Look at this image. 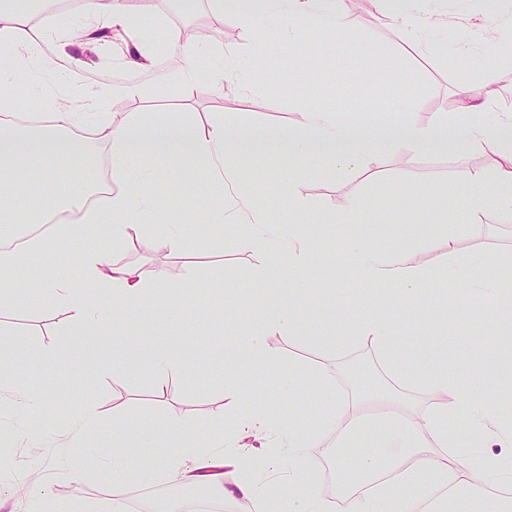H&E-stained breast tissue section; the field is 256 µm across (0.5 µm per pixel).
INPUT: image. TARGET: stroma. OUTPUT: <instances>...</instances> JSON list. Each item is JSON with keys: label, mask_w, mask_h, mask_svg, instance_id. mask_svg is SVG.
<instances>
[{"label": "stroma", "mask_w": 512, "mask_h": 512, "mask_svg": "<svg viewBox=\"0 0 512 512\" xmlns=\"http://www.w3.org/2000/svg\"><path fill=\"white\" fill-rule=\"evenodd\" d=\"M430 7L441 26L422 36L400 35L387 25L377 0H353L346 34L326 37L319 32L314 13L295 16L278 27L260 21L246 32L229 24L213 27L208 0H154L155 41L164 42L180 26L209 29L211 49L223 51L227 67L247 83L246 94L217 93L209 79L207 56L200 58V76L192 86L173 88L163 79L162 68L130 72L114 65L119 44L96 51L73 45L69 51L83 59V66L56 64L44 75L51 98L27 100L17 111L34 112L45 120L55 98L77 97L84 84L112 87L126 82L141 85L142 96L117 103L101 99L99 111L149 120L188 117L202 127L221 120L229 126L285 129L296 125L309 106L363 119L399 120L408 111L418 124L427 125L461 112V87L476 88L488 81L498 91L500 106H512V67L502 64L507 48L494 34L496 27L512 25V0H432ZM478 18L487 20L490 28L482 37L470 29ZM493 160L491 150L452 149L438 141L418 155L389 151L375 167L343 172L329 164L288 160L281 144L269 145L262 159L242 163V185L264 204L272 221L315 233L318 246L325 249L303 270L287 264L276 273L282 295L301 304L315 295L320 305L308 311L294 333L266 329L267 343L276 356L273 376L292 373L304 385L308 372L322 371L332 374L337 386L354 396L358 389L348 368L361 361L373 374L372 389L383 390L386 357L371 344L349 343L355 330L356 301L370 287L344 264L335 247L348 239L382 246L409 241L414 261L440 265L444 260L440 235L455 224L456 213L427 203L425 190L447 188L462 166L490 172ZM278 174L293 181L307 202L305 209L291 210L277 198L268 179ZM207 181L208 172L200 165L188 175L172 167L155 182L163 223L189 228L183 250H157L147 234L118 248L93 236L86 241L63 240L56 250L25 258L16 283L22 295L61 271L79 278L78 254L88 248L106 249L112 262L137 266L154 282L157 298L168 311L162 317L149 309L140 313L133 341L141 356L117 375L82 369L90 358L111 351V331L65 326L67 311L62 306L40 310L25 302L14 311L0 313V334L17 342L20 355L64 344L74 366L71 372L49 378L37 372L21 374L20 384L42 395L41 416L24 414L0 398V512H31L23 488L35 478L55 502L108 499L105 487L74 479L70 469L61 466V459L71 453L61 437L48 433L35 444L25 437L36 419H66L68 409L77 402L94 405L107 424L119 415L132 425L162 426L183 420L203 429L215 417L229 418L241 410L269 419L287 414L297 426L308 429L332 407V399L325 396L310 410L295 398L251 395L238 406L225 396V385L236 379L225 364L239 319L245 316L258 324L263 318L261 304L249 300L248 294L266 255L239 249L233 227L210 224L212 195L185 200L190 186ZM355 204L363 211L361 223H332L337 211ZM479 222L482 234L460 231L457 248L462 256L475 259L480 276L492 277L500 258L512 255V222H504L492 206ZM466 291L463 285L440 288L421 303L395 310L390 355L403 358L419 353L443 361L461 379L482 368L491 356L490 325L479 302L460 304ZM158 349L172 352L182 365L180 376L162 390L149 372V356ZM124 453L132 462L153 467L154 473L125 484L121 512H162L166 507L172 512H194L192 501L172 500L173 483L155 464L162 449L132 442Z\"/></svg>", "instance_id": "obj_1"}]
</instances>
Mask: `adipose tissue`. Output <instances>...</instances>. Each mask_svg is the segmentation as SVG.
Wrapping results in <instances>:
<instances>
[{"label":"adipose tissue","instance_id":"ef3b65f1","mask_svg":"<svg viewBox=\"0 0 512 512\" xmlns=\"http://www.w3.org/2000/svg\"><path fill=\"white\" fill-rule=\"evenodd\" d=\"M34 0H0V48L8 51L12 75L28 71L33 47L49 53V62L65 56L64 46L52 38L33 44L24 31L26 17ZM218 21L242 29H251L255 15L276 22L284 16L316 12L324 35L345 32L347 0H209ZM150 0H140L131 7L129 0H84L87 19L81 28L69 35V43L82 45L100 42L104 33H112L126 44L122 65L136 71L152 70L158 54H165L171 63L169 83L177 86L193 84L199 75L197 62L209 46L205 39L193 42L170 36L163 48H155L148 30L132 29L133 20L149 21ZM99 89L88 87L79 99L58 102L48 124L21 126L11 121L8 110L17 105L16 95L5 91L0 104L6 112L0 116V222L10 223L14 207V185H25L27 192L37 195L39 204L29 209L25 224L51 222L61 212L72 219L63 230L66 238L85 236L89 225H105L114 244L132 241L137 235L141 216L151 212L156 199L147 177L149 171L179 163L191 171L199 163L206 164L211 185L224 186L225 168L232 156L245 152L257 139L251 128L224 127L217 122L207 128L190 123L149 122L132 117H116L96 111ZM467 106L463 115L450 120L422 126L406 121L401 127L378 121L358 123L336 112L309 107L300 122L291 130L270 129L266 139L288 143L289 159L304 158L313 163H330L338 169L354 166L372 167L379 163L382 151L417 154L436 142L440 130H448L452 139L461 141L470 151L493 147L496 163L491 174L469 169L460 170L447 192H433L431 200L453 207L460 219H474L487 206L493 205L512 215V108L492 107L496 91L492 84L480 90H464ZM477 112L488 113L485 121L474 120ZM95 128L102 135L101 143L112 158V178L123 182L120 190L99 189L92 177L93 156L76 145L74 131ZM38 167L46 180L58 181V164L71 161L79 170L78 178L63 190L46 194L39 185L26 183L19 161ZM99 195V203H89L91 195ZM215 224L238 223L239 248L267 253V268L253 277V292L262 303V326L292 331L303 319V310L291 302L278 300L269 270L277 266L281 255H288L296 269H303L313 256V245L307 233L285 230L270 223L263 205L216 207L211 213ZM444 264L431 267L415 263L409 249L372 247L351 242L345 248L347 264L367 282L381 287L375 300L357 305L355 340L366 341L381 351H388L395 334L393 308L419 301L437 282L468 284V299L482 301L489 313L492 355L489 362L461 380L440 368L438 363L414 356L406 360L387 359L388 374L396 384H420L432 400L419 417L401 420L391 429L399 438L401 450L395 455L383 454L382 440L364 444L357 461L336 454L332 472L347 492L333 501L316 493L314 486V449L328 441L344 442L359 438V411L362 398H348L336 391L335 381L315 375L310 384L323 392H335L336 407L326 414L318 427L303 431L290 417H282L276 425L265 418H239L235 434L265 433L276 428L287 439L288 472L299 485L296 500L289 512H451L453 504L470 488L475 471H482L487 493L482 512H512V469L485 468L478 457L463 458L464 448L512 447V411L504 405L512 394V259L501 261L498 274L484 281H475L468 259L457 250L456 231L448 229L442 239ZM78 279H50L36 289L33 301L40 307L53 304L65 306L71 325L88 328H109L122 336L127 324L134 322L154 293L155 285L136 267L111 263L105 250L83 251L79 258ZM96 289L98 301L86 299L88 289ZM262 326L240 328L234 338L231 360L242 366L268 369L274 354L261 332ZM65 345L45 348L21 360L13 340L0 341V396H6L29 413L42 406L38 393L20 387L18 370L54 373L70 369ZM67 447L81 452L102 445L100 419L89 404L75 406L70 424L64 432ZM143 440L165 448L164 468L182 485L205 484L227 502L252 501L258 512H277L280 503L275 487L261 485L254 479L257 469L279 470L276 457L268 451L238 448L225 444L224 432L209 431L199 439L196 427L179 420L162 427L148 423L129 426L125 421L112 422V459L119 470L107 477L110 496L121 493L120 481L140 475V468L123 467L120 450L126 441Z\"/></svg>","mask_w":512,"mask_h":512}]
</instances>
